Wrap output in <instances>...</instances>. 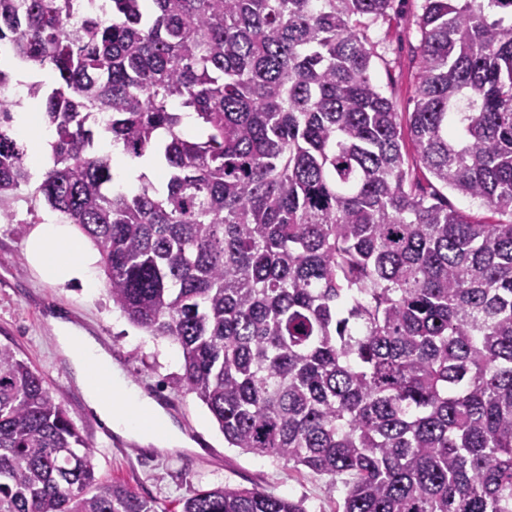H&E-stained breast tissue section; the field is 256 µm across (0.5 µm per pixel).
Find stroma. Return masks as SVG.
Segmentation results:
<instances>
[{
	"label": "stroma",
	"mask_w": 512,
	"mask_h": 512,
	"mask_svg": "<svg viewBox=\"0 0 512 512\" xmlns=\"http://www.w3.org/2000/svg\"><path fill=\"white\" fill-rule=\"evenodd\" d=\"M422 5L423 0H395L388 16L367 31L376 54L372 78L404 115L414 108ZM33 190L30 184L20 186L12 202V219L0 221V342L14 344L62 401L93 452L97 476L125 484L170 510L198 489L226 485L301 499L308 512H337L340 496L329 490L327 477L227 447L207 408L195 395L177 390L182 372L179 346L130 323L113 305L107 288L87 297L79 288L38 277L24 254ZM58 318L95 336L144 394L164 404L178 401L171 419L195 442V450L141 451L135 439L106 434L58 350Z\"/></svg>",
	"instance_id": "1"
}]
</instances>
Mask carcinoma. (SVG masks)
<instances>
[{
	"instance_id": "1",
	"label": "carcinoma",
	"mask_w": 512,
	"mask_h": 512,
	"mask_svg": "<svg viewBox=\"0 0 512 512\" xmlns=\"http://www.w3.org/2000/svg\"><path fill=\"white\" fill-rule=\"evenodd\" d=\"M109 3L68 32L75 0H0V44L52 77L29 82L52 150L32 201L94 243L130 322L178 344L180 390L228 447L328 477L342 512H512V0H424L405 125L366 36L393 0ZM13 80L0 66V220L31 179ZM103 132L165 181L126 189ZM0 512H158L96 476L9 344ZM181 512L308 510L222 486ZM444 194L448 196V204L456 209L463 210L473 216L474 218L483 222L495 223L500 218L498 214L490 211L476 202L465 198L453 191L443 190Z\"/></svg>"
}]
</instances>
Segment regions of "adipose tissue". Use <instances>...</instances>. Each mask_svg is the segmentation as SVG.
<instances>
[{
  "label": "adipose tissue",
  "mask_w": 512,
  "mask_h": 512,
  "mask_svg": "<svg viewBox=\"0 0 512 512\" xmlns=\"http://www.w3.org/2000/svg\"><path fill=\"white\" fill-rule=\"evenodd\" d=\"M41 122L40 113L28 107L14 115L15 130L26 140L32 170L38 177L50 166L48 139L35 133ZM25 256L47 282L75 285L87 296L95 295L101 287L94 274L98 250L76 225L58 223L56 214H46L43 224L30 233ZM56 335L89 408L99 419L117 434L137 438L142 444L160 450L188 447V440L159 403L130 385L94 337L63 321L57 322Z\"/></svg>",
  "instance_id": "1"
}]
</instances>
